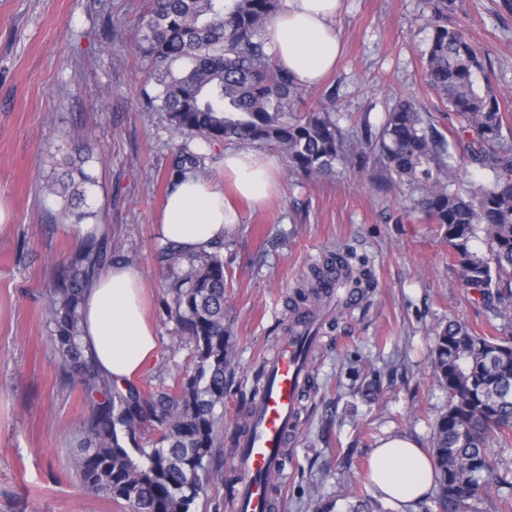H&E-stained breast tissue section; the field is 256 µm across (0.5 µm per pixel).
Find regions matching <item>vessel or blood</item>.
I'll return each mask as SVG.
<instances>
[{"label": "vessel or blood", "mask_w": 512, "mask_h": 512, "mask_svg": "<svg viewBox=\"0 0 512 512\" xmlns=\"http://www.w3.org/2000/svg\"><path fill=\"white\" fill-rule=\"evenodd\" d=\"M319 325V320L301 315L288 338L281 340L265 360L266 387L254 398L251 428L232 458V466L239 475L237 512H268L270 483L285 476L286 462L281 448L295 423L306 352L315 341Z\"/></svg>", "instance_id": "obj_1"}]
</instances>
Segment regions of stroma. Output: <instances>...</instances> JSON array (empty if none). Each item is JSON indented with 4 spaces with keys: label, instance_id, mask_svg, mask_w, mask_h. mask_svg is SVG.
<instances>
[{
    "label": "stroma",
    "instance_id": "obj_1",
    "mask_svg": "<svg viewBox=\"0 0 512 512\" xmlns=\"http://www.w3.org/2000/svg\"><path fill=\"white\" fill-rule=\"evenodd\" d=\"M336 20L343 53L307 88L308 108L335 94L336 109L379 131L396 97L431 113L440 131L457 116L422 79L432 37L430 0H342ZM144 0H0V512H130L90 494L74 461L89 413L64 373L46 323L58 263L80 243L62 222L63 199L45 186L72 156L78 132L95 177L85 192L93 224L111 228L112 259L136 266L159 339L147 390L185 378L192 345L178 341L171 297L155 259L157 226L181 140L167 116L146 107L156 85L133 50ZM112 36L102 35L103 16ZM448 25L465 27L491 84L512 113V10L503 0H456ZM268 202L232 204L238 226L224 251V320L235 352L230 387L216 407L224 481L209 484L196 512H234L232 441L250 408L256 375L286 334L291 300L309 266L342 249L366 259L376 291L357 309L336 308L313 353L311 388L288 439V476L277 489L285 512L373 494L369 459L380 439L408 435L431 446L448 396L428 361L434 328L453 319L512 336V298L484 302L462 288L438 225L410 211L376 170L338 168L317 181L278 174Z\"/></svg>",
    "mask_w": 512,
    "mask_h": 512
}]
</instances>
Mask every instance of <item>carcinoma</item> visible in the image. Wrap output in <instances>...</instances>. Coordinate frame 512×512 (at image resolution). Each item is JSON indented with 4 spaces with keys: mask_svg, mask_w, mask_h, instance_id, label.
Returning <instances> with one entry per match:
<instances>
[{
    "mask_svg": "<svg viewBox=\"0 0 512 512\" xmlns=\"http://www.w3.org/2000/svg\"><path fill=\"white\" fill-rule=\"evenodd\" d=\"M455 0H436L424 80L459 117L445 135L407 100L395 102L380 132L340 125L333 107L308 109L304 88L276 66L264 38L280 0H146L137 21L136 50L148 58L173 134L186 138L176 172L204 175V156L191 148L250 145L281 154L290 175L318 178L379 163L406 191L413 209L439 225L464 288L483 298L512 294V134L497 94L480 85L484 66L464 30L445 22ZM476 164L493 173L488 184L460 187V172ZM81 154L45 186L64 199L62 216L79 224L81 187L94 183ZM111 255L107 236L89 238L57 265L48 292L52 340L64 372L78 379L90 408L75 468L93 493L122 500L131 512H192L203 479L222 478L215 407L224 404L233 359L226 344L224 244L185 255L171 244L157 249L172 304L168 312L194 344L193 372L174 386L120 388L83 354V291ZM340 265L352 287L370 283L336 251L311 268L298 302L319 300L323 271ZM431 367L448 394L434 422L431 455L434 499L440 512H512V499L492 494V441H512V337L487 336L450 320L433 332ZM156 436L142 448L145 427ZM347 512H383L368 496H354Z\"/></svg>",
    "mask_w": 512,
    "mask_h": 512,
    "instance_id": "obj_1",
    "label": "carcinoma"
}]
</instances>
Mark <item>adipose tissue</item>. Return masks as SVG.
Masks as SVG:
<instances>
[{"label":"adipose tissue","instance_id":"obj_1","mask_svg":"<svg viewBox=\"0 0 512 512\" xmlns=\"http://www.w3.org/2000/svg\"><path fill=\"white\" fill-rule=\"evenodd\" d=\"M283 7L267 27V47L278 65L300 86L309 87L333 69L341 52L336 18L341 0H282ZM224 176L234 192L192 174L176 179L159 219L162 242L184 253L210 250L232 233L237 214L232 197L262 205L274 189V157L254 150H229ZM82 344L103 375L119 386L134 383L157 357V339L146 316L142 275L130 264L101 270L82 303ZM430 457L409 436L383 441L371 454L369 478L382 498L402 512L430 496L434 484Z\"/></svg>","mask_w":512,"mask_h":512}]
</instances>
